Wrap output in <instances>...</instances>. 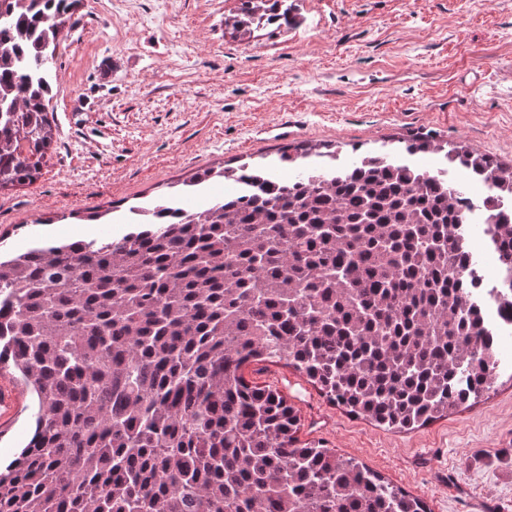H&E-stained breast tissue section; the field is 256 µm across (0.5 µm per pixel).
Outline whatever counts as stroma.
<instances>
[{
  "mask_svg": "<svg viewBox=\"0 0 512 512\" xmlns=\"http://www.w3.org/2000/svg\"><path fill=\"white\" fill-rule=\"evenodd\" d=\"M293 27L239 38V0H81L60 40L57 135L30 184L0 192V249L118 239L84 214L171 192L197 172L288 144L369 148L431 131L512 160V0H291ZM479 404L410 432L353 417L285 362L245 370L298 412L302 442L351 456L430 512H512V337ZM37 399L0 374V463L35 427Z\"/></svg>",
  "mask_w": 512,
  "mask_h": 512,
  "instance_id": "35a3bbf8",
  "label": "stroma"
}]
</instances>
